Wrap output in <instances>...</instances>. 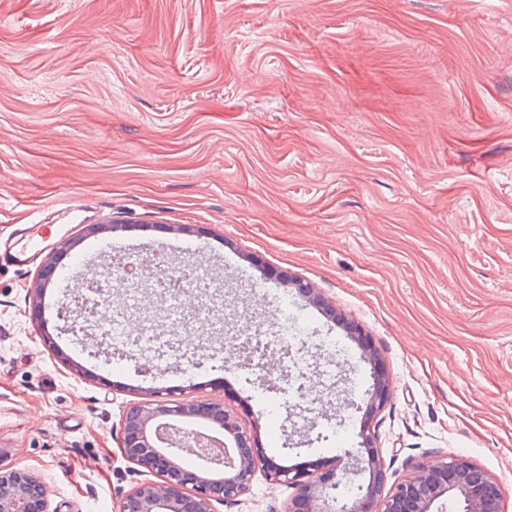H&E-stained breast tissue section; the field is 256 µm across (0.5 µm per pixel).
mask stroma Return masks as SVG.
<instances>
[{"mask_svg": "<svg viewBox=\"0 0 512 512\" xmlns=\"http://www.w3.org/2000/svg\"><path fill=\"white\" fill-rule=\"evenodd\" d=\"M77 203L118 224L95 238L113 260L206 264L227 321L249 298L303 327L308 378L337 388L289 393L284 365L246 385L210 335L199 368L94 357L65 288L1 265L0 466L58 512H117L145 480L116 433L157 390L225 402L264 455L344 489L368 479L334 466L365 425L391 486L465 457L512 512V0H0V240L50 222L85 251ZM352 324L388 381L376 413ZM295 494L259 475L217 512Z\"/></svg>", "mask_w": 512, "mask_h": 512, "instance_id": "35a3bbf8", "label": "stroma"}]
</instances>
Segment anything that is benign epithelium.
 Returning a JSON list of instances; mask_svg holds the SVG:
<instances>
[{
	"instance_id": "benign-epithelium-1",
	"label": "benign epithelium",
	"mask_w": 512,
	"mask_h": 512,
	"mask_svg": "<svg viewBox=\"0 0 512 512\" xmlns=\"http://www.w3.org/2000/svg\"><path fill=\"white\" fill-rule=\"evenodd\" d=\"M144 260L123 263L124 280L133 289L147 284ZM367 408L381 410L387 401L386 379L371 371ZM157 398L135 402L124 411L118 448L129 463L145 468L155 479L139 483L120 501L117 512H215L214 504L236 501L250 490L257 472L272 484L297 489L288 512H441L449 502L457 512H502L499 484L463 457L422 468L386 488L387 474L376 435L360 430V441L344 449V457L366 463L368 481L340 494L310 471L276 462L258 452L256 433L238 425L223 403H189ZM201 417L231 436V449L200 442L201 432L176 421ZM0 512H57L45 484L24 469L0 467Z\"/></svg>"
}]
</instances>
